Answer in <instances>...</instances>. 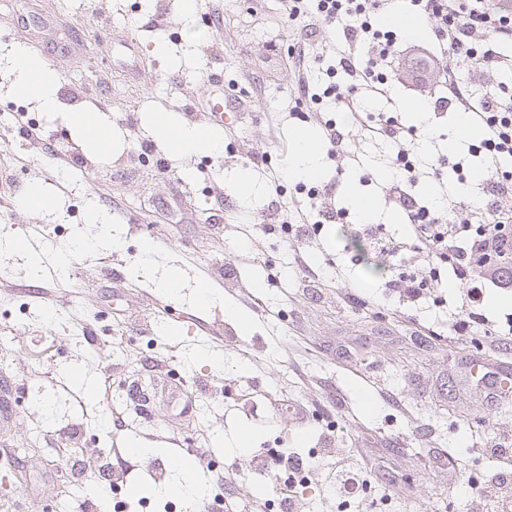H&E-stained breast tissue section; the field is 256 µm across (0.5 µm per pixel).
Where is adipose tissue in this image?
<instances>
[{
  "label": "adipose tissue",
  "mask_w": 512,
  "mask_h": 512,
  "mask_svg": "<svg viewBox=\"0 0 512 512\" xmlns=\"http://www.w3.org/2000/svg\"><path fill=\"white\" fill-rule=\"evenodd\" d=\"M11 53L15 64V95L35 101L42 111H56L58 74L44 61L31 56L24 46H13ZM150 127L154 135L169 146L172 154L176 156H189L201 152L216 153L223 148L221 133L183 124L173 112L153 114L150 118Z\"/></svg>",
  "instance_id": "1"
}]
</instances>
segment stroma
I'll list each match as a JSON object with an SVG mask.
<instances>
[{"label": "stroma", "instance_id": "1", "mask_svg": "<svg viewBox=\"0 0 512 512\" xmlns=\"http://www.w3.org/2000/svg\"><path fill=\"white\" fill-rule=\"evenodd\" d=\"M280 9L281 0H200L189 15L178 0H0V113L25 107L50 135L0 138V151L29 156L25 171L0 182V237L26 249L35 243L44 252L68 250L78 235H96L87 221L93 204L125 242L119 252L106 246L75 255L65 280L45 267L32 273L18 257L0 258V329L9 342L0 349V403L8 406L0 414V512H76L97 494L103 470L126 486L123 504H110V512H205L218 492L234 503L252 501L264 487L249 466L253 450L304 455L319 447L323 433L336 447L387 458L397 483H373L379 512H472L466 479L493 466L472 442L490 429L512 433V400L494 405L479 396L476 365L486 360L487 337L448 341L457 289L399 304L385 286L396 263L355 240L353 218L318 225L305 244L281 226H252L280 208L308 210L304 183L288 169L298 132L322 130L287 65L296 32ZM17 43L60 76L57 112L13 95L9 49ZM436 54L431 37L401 38L388 93L365 98L368 112L393 111L396 98L432 111ZM218 99L226 120L221 153L174 160L143 128L147 113L165 109L198 124ZM80 109L108 118L110 152H95L76 136L68 115ZM456 119L451 111L436 121L434 144L405 143L429 167L414 191L430 206L435 190L451 201L457 196L454 164L466 150L445 146ZM349 149L355 157L342 164L323 158V182L334 184L342 207H351L356 194L375 198L377 236L409 243L406 225L391 221L382 177L397 146L365 131ZM255 155L281 175V190L258 175L249 196L235 191L237 173L250 169ZM35 187L58 196L59 209L19 206ZM170 198L176 206L159 211L158 201ZM148 238L157 246L156 273L172 264L181 269L182 298L129 276ZM298 260L321 275L316 295L299 294L289 276ZM332 265L342 268V279L328 276ZM202 266L223 279L225 301L250 316L249 329L229 319L223 303L195 311ZM350 292L360 304H337ZM161 303L172 305L179 322L158 318ZM63 312L83 320V338L69 333ZM200 321L214 335H201ZM417 333L432 336V347L413 344ZM344 346L352 351L347 361L338 356ZM201 350L223 353V369L196 360ZM85 376L95 384L94 397L80 384ZM159 381L196 390L194 417L155 399ZM134 384L153 399L146 412L128 398ZM240 427L252 433L248 448L226 453L219 434ZM133 440L165 445L157 456L163 478H150L145 457L127 453ZM184 444L202 450L204 459L181 473L175 465ZM442 450L459 462L456 479L429 461L430 452ZM80 459L91 469L65 482L70 463ZM227 472L232 480L217 488L215 476ZM183 476L200 484L197 498L168 492Z\"/></svg>", "mask_w": 512, "mask_h": 512}]
</instances>
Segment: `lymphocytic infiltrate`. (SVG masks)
<instances>
[{"label":"lymphocytic infiltrate","mask_w":512,"mask_h":512,"mask_svg":"<svg viewBox=\"0 0 512 512\" xmlns=\"http://www.w3.org/2000/svg\"><path fill=\"white\" fill-rule=\"evenodd\" d=\"M416 11L432 23L440 50L441 82L446 92L433 102L435 111L458 108L476 114L487 129L480 144L469 153L482 157L487 175L478 183L481 195L476 202H458L455 220L432 211L412 189L418 179L416 167L402 146L418 130L433 131L432 120L421 128L404 126L397 116L362 113L361 93H386L392 79L391 60L398 37L395 32L376 27L375 17L388 0H282L289 23L300 28L304 41L310 30L340 27L345 45L338 49L326 73L331 82L317 90L307 78L310 59L302 46L291 49L288 57L300 75V95L313 111H320L324 99L334 100L351 112L357 128L370 131L398 145L397 173L389 183L388 201L402 211L412 229L413 249L420 261L415 275L396 273L386 286L400 302L422 299L431 284L440 282L439 264L451 268L460 292L462 306L450 324V334L459 339L469 335L474 323H481L486 336H499L490 321H478L487 288H512V233L505 224L512 222V171L498 166L501 157L512 158V88L490 84L482 95H475L465 72L475 69L494 76L512 73V53L502 52V44L512 42V13L499 10L490 0H411ZM480 451L493 456L498 465L485 477L475 512H512V434L482 437ZM309 462L291 453L271 461L258 454L251 468L264 477L276 494L280 512H301L302 499L294 484L295 474Z\"/></svg>","instance_id":"1"}]
</instances>
